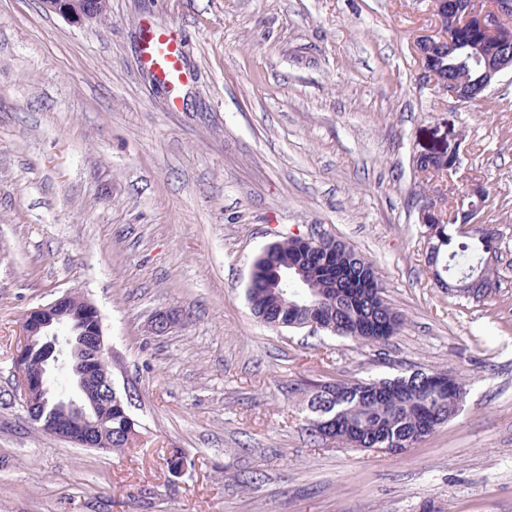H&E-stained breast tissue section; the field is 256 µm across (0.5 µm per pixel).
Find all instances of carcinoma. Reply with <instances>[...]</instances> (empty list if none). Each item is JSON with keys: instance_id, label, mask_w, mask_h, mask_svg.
<instances>
[{"instance_id": "1", "label": "carcinoma", "mask_w": 512, "mask_h": 512, "mask_svg": "<svg viewBox=\"0 0 512 512\" xmlns=\"http://www.w3.org/2000/svg\"><path fill=\"white\" fill-rule=\"evenodd\" d=\"M425 53L442 80L475 79L474 71L452 61L459 52L448 51V45L430 46ZM444 165H449L445 157L425 153L416 169L438 172ZM459 222L433 225L435 249L426 264L436 278L448 275L462 296L480 298L493 286V269L484 259L497 251L498 234L486 224L465 233ZM295 264L307 269V298L290 306L280 299L274 276ZM246 296L252 314L273 328H305L312 319L337 336L380 344L404 323L385 298L373 264L340 240L327 252L286 236L271 242L252 263ZM464 393L462 379L421 370L378 381L318 383L307 401L309 436L317 444L332 438L346 448L403 451L453 418ZM116 396L122 406H112V444L99 446L103 452L127 447L137 434L128 394L118 390Z\"/></svg>"}]
</instances>
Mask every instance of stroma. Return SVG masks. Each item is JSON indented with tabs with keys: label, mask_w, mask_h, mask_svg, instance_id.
Listing matches in <instances>:
<instances>
[{
	"label": "stroma",
	"mask_w": 512,
	"mask_h": 512,
	"mask_svg": "<svg viewBox=\"0 0 512 512\" xmlns=\"http://www.w3.org/2000/svg\"><path fill=\"white\" fill-rule=\"evenodd\" d=\"M430 5L108 0L72 23L0 0V512H512V73L465 106L427 84L411 46ZM150 29L184 45L178 106L143 64ZM441 146L499 231L480 299L425 263L437 186L412 160ZM313 228L375 264L404 317L386 343L252 316L253 258ZM69 291L137 394L120 452L44 434L16 393L23 315ZM416 370L466 382L435 433L399 454L312 443L313 384Z\"/></svg>",
	"instance_id": "obj_1"
}]
</instances>
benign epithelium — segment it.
Masks as SVG:
<instances>
[{
  "label": "benign epithelium",
  "mask_w": 512,
  "mask_h": 512,
  "mask_svg": "<svg viewBox=\"0 0 512 512\" xmlns=\"http://www.w3.org/2000/svg\"><path fill=\"white\" fill-rule=\"evenodd\" d=\"M45 11L55 13L72 22L100 18L107 8V0H42ZM512 0H467L459 25L479 29L490 39L492 49L471 43L463 56L474 64L478 72L475 82L484 90L503 72L512 71ZM432 29L413 43L423 78L438 85V74L429 69L422 46L433 42L456 41V27L442 22L438 10H433ZM443 94L463 106L476 100L475 94L464 83L450 82ZM446 194L439 200L430 199L420 208V220L430 224L441 212ZM481 205H470L460 212V224L466 230L480 225ZM174 323L169 312H159L149 322L154 335L166 333ZM111 349L103 340L100 312L91 302L78 301L71 294H63L54 301L28 310L21 319L16 349L14 372L17 388L30 421L49 436L66 437L79 434V445L94 448L98 438L107 429L105 414L112 411V389L116 383L110 367L102 361L110 357ZM68 367L72 393L57 396L56 408L45 414L37 407L50 397L48 386L52 370L57 365Z\"/></svg>",
  "instance_id": "7a95c632"
}]
</instances>
